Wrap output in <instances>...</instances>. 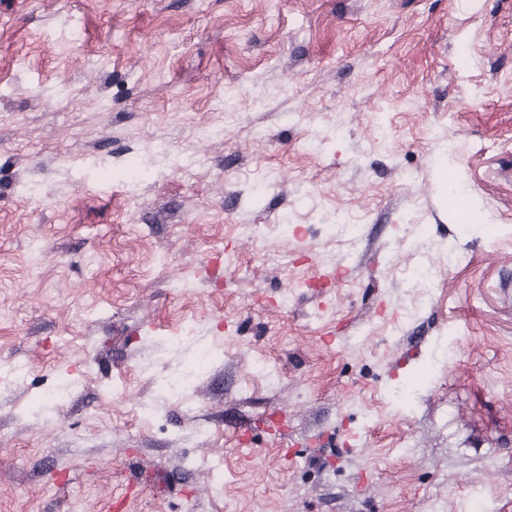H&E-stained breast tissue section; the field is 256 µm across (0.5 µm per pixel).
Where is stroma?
I'll return each instance as SVG.
<instances>
[{"label": "stroma", "instance_id": "obj_1", "mask_svg": "<svg viewBox=\"0 0 512 512\" xmlns=\"http://www.w3.org/2000/svg\"><path fill=\"white\" fill-rule=\"evenodd\" d=\"M511 226L512 0H0V512H512Z\"/></svg>", "mask_w": 512, "mask_h": 512}]
</instances>
